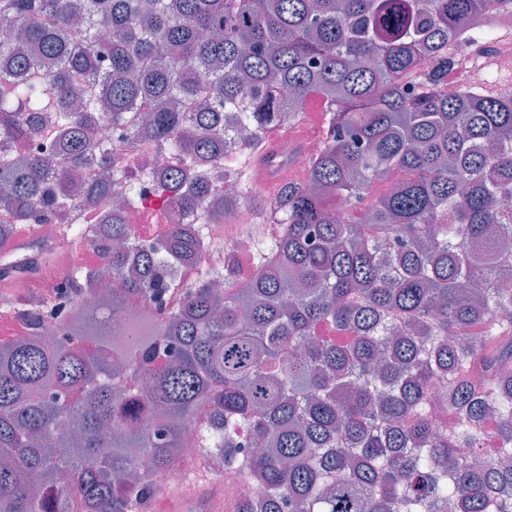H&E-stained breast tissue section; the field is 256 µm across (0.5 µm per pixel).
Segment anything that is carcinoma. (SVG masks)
Masks as SVG:
<instances>
[{"instance_id": "1", "label": "carcinoma", "mask_w": 512, "mask_h": 512, "mask_svg": "<svg viewBox=\"0 0 512 512\" xmlns=\"http://www.w3.org/2000/svg\"><path fill=\"white\" fill-rule=\"evenodd\" d=\"M494 10L512 0H0V211L71 223L76 198L112 193L82 176L92 151L139 205L101 122L163 153L143 177L197 214L142 242L112 211L88 239L112 271L99 307L82 310L90 266L18 311L0 512H142L199 415V453L261 490L231 512H512V94L443 91ZM312 95L326 144L271 203L256 270L228 252L165 308L205 200L248 184L232 133L250 146Z\"/></svg>"}]
</instances>
